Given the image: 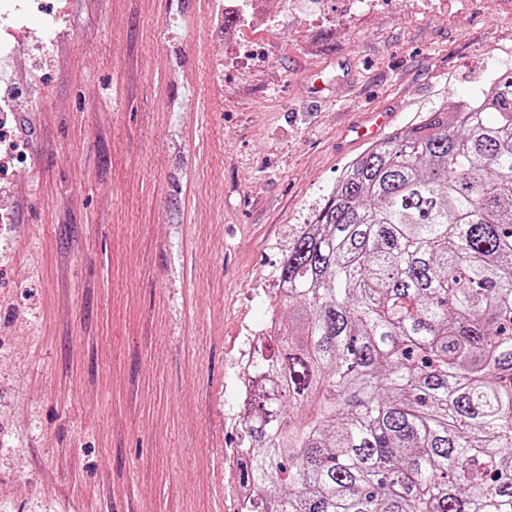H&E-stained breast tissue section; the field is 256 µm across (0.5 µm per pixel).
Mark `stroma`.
<instances>
[{
    "mask_svg": "<svg viewBox=\"0 0 512 512\" xmlns=\"http://www.w3.org/2000/svg\"><path fill=\"white\" fill-rule=\"evenodd\" d=\"M63 5L0 82V512H240L236 359L291 237L351 127L512 72V0Z\"/></svg>",
    "mask_w": 512,
    "mask_h": 512,
    "instance_id": "obj_1",
    "label": "stroma"
}]
</instances>
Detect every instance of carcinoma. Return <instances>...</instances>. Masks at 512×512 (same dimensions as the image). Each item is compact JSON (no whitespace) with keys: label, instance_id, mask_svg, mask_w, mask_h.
Returning <instances> with one entry per match:
<instances>
[{"label":"carcinoma","instance_id":"carcinoma-1","mask_svg":"<svg viewBox=\"0 0 512 512\" xmlns=\"http://www.w3.org/2000/svg\"><path fill=\"white\" fill-rule=\"evenodd\" d=\"M278 283L244 512H512V72L349 162Z\"/></svg>","mask_w":512,"mask_h":512}]
</instances>
